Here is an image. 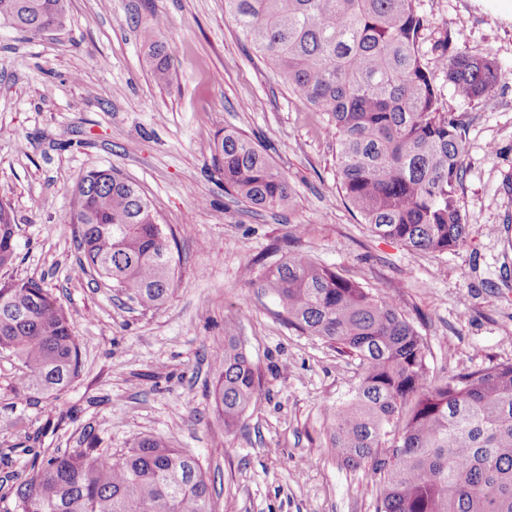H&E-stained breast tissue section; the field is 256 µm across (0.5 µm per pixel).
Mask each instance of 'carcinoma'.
I'll use <instances>...</instances> for the list:
<instances>
[{
  "mask_svg": "<svg viewBox=\"0 0 512 512\" xmlns=\"http://www.w3.org/2000/svg\"><path fill=\"white\" fill-rule=\"evenodd\" d=\"M67 0H0V28L32 37L62 29ZM224 12L266 67L327 115L337 135L345 203L379 235L444 254L467 237L456 186L466 169L460 119L443 104L422 61L424 20L415 0H224ZM165 21L141 40L154 79L170 80ZM463 99L488 105L497 64L462 50L442 63ZM224 192L262 209L292 201L267 153L234 129L215 144ZM70 224L90 272L144 310L162 308L175 287L165 225L139 187L113 168L86 173L73 190ZM17 258V224L0 202V269ZM247 282L271 292L288 325L359 360L349 402L329 415L330 444L348 468L377 478L378 512H512V363L435 376L425 344L395 297L374 293L300 252ZM0 353L18 358L24 385L53 394L79 374L68 312L39 283L0 284ZM211 396L233 431L258 394L240 338L212 352ZM13 488L18 512H211L198 461L153 436L115 458L47 452Z\"/></svg>",
  "mask_w": 512,
  "mask_h": 512,
  "instance_id": "cac0c4a2",
  "label": "carcinoma"
}]
</instances>
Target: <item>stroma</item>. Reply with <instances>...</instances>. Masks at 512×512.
I'll return each mask as SVG.
<instances>
[{"label": "stroma", "instance_id": "stroma-1", "mask_svg": "<svg viewBox=\"0 0 512 512\" xmlns=\"http://www.w3.org/2000/svg\"><path fill=\"white\" fill-rule=\"evenodd\" d=\"M428 69L455 50L494 61L492 104L439 77L468 147L456 250L431 254L376 235L342 200L336 136L224 16V0H69L63 29L32 39L0 29V201L19 226L0 283L34 280L70 315L81 367L52 396L0 354V512L34 453L120 454L137 437L195 456L212 512H376V478L337 462L327 414L360 376L354 357L290 327L277 300L242 278L254 259L301 251L396 296L431 371L512 363V0H416ZM167 21L171 82L150 75L140 31ZM233 128L264 146L292 191L257 211L224 192L214 146ZM136 183L173 235L175 292L145 311L106 283L75 279L71 191L88 171ZM240 337L259 379L255 404L225 432L210 391L212 347Z\"/></svg>", "mask_w": 512, "mask_h": 512}]
</instances>
